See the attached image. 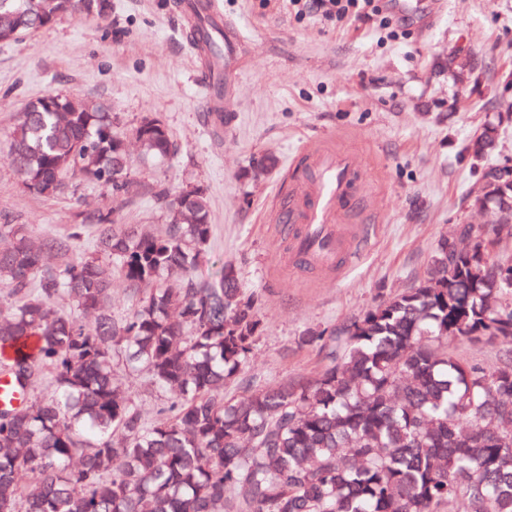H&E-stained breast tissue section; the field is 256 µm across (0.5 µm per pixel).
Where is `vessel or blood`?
<instances>
[{"instance_id":"obj_1","label":"vessel or blood","mask_w":512,"mask_h":512,"mask_svg":"<svg viewBox=\"0 0 512 512\" xmlns=\"http://www.w3.org/2000/svg\"><path fill=\"white\" fill-rule=\"evenodd\" d=\"M175 9L187 26L202 20L220 34L225 71L238 65L240 35L215 0H176ZM367 196L364 169L353 152L325 138L303 146L270 216L283 243V269L306 262L329 275L340 273L345 260L374 234L373 225L359 221Z\"/></svg>"}]
</instances>
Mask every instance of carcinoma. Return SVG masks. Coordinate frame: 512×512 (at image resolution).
<instances>
[{
    "label": "carcinoma",
    "mask_w": 512,
    "mask_h": 512,
    "mask_svg": "<svg viewBox=\"0 0 512 512\" xmlns=\"http://www.w3.org/2000/svg\"><path fill=\"white\" fill-rule=\"evenodd\" d=\"M58 17L81 0H40ZM26 0H0V32ZM26 102L10 134L22 186L55 197L90 180L117 199L133 185L118 117L84 98ZM134 128L141 162L176 151L165 124ZM279 165L272 153L242 177ZM165 230L82 210L65 234L0 224V373L23 393L0 406V512H512V258L461 224L417 283L329 333L313 379L226 382L247 367L262 321L230 262L208 265L206 192L158 188ZM93 233L95 250L74 255ZM487 258L477 256V248ZM48 255L62 262L43 264ZM137 292L112 317L114 277ZM498 347L485 367L454 342ZM170 396L152 420L130 403L114 359Z\"/></svg>",
    "instance_id": "cac0c4a2"
}]
</instances>
